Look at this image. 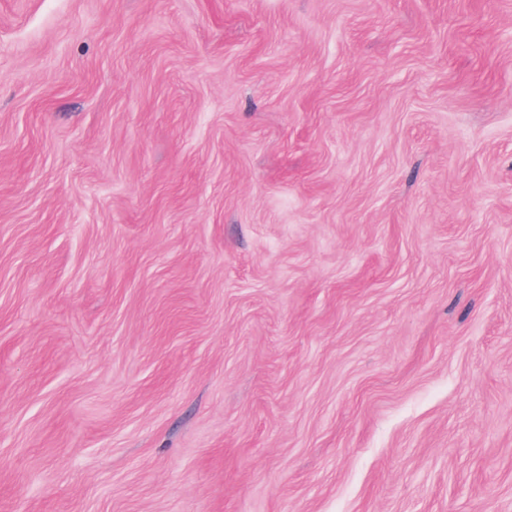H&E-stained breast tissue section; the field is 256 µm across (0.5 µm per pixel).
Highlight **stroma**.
I'll return each mask as SVG.
<instances>
[{
    "instance_id": "obj_1",
    "label": "stroma",
    "mask_w": 512,
    "mask_h": 512,
    "mask_svg": "<svg viewBox=\"0 0 512 512\" xmlns=\"http://www.w3.org/2000/svg\"><path fill=\"white\" fill-rule=\"evenodd\" d=\"M0 512H512V0H0Z\"/></svg>"
}]
</instances>
